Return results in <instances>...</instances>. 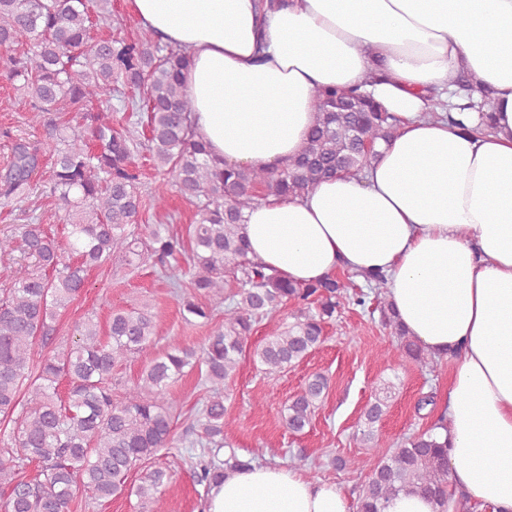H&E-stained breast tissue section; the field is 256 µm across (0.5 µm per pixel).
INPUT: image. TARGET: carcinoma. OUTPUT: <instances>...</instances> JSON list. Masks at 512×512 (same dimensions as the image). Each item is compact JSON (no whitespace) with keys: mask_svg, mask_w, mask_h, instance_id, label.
<instances>
[{"mask_svg":"<svg viewBox=\"0 0 512 512\" xmlns=\"http://www.w3.org/2000/svg\"><path fill=\"white\" fill-rule=\"evenodd\" d=\"M105 0H0V47L20 41L28 49L9 59L10 77L31 97V121L44 112L68 109L85 113L88 123L54 127L39 148L19 140L4 188L5 198L26 195L38 167L39 153L53 159L48 189L64 211L69 227L64 258L42 224H23L19 235L0 237V255L18 250L34 269L11 278L0 288V484L5 485L4 512H70L83 489L96 500L132 496L146 512H164L169 484L167 468L156 466L128 482L142 462L174 445L173 419L178 404L164 392L185 370L205 367L208 398L189 419L186 432L208 459L197 462L193 478L210 486L224 468L246 469L252 460L224 449V429L231 426L224 406V387L237 370L254 326L282 306H297L294 322L279 326L253 349L266 370L291 366L323 341L325 325L348 286L338 276L307 285L283 279L248 257L240 235L245 211L271 196H303L336 174L357 176L368 165L378 140L390 139L396 118L381 105L352 91L328 88L315 97L314 124L301 155L287 166L254 170L219 166L205 144L195 138L193 104L180 82L187 55L162 46L151 33L137 40L91 36V13ZM138 91L132 106L147 114L145 149L156 168L173 175L180 193L196 201L197 213L188 239L170 234L164 224L143 240L134 230L141 196L132 167L134 139L112 125V113L87 112L93 100H112V83ZM186 255L192 288L215 300L227 299L224 325L200 350L175 346L152 358L139 380L114 394L112 372L129 355L154 345L160 313L145 305L111 315L107 329L94 316L76 322L71 344L31 364L36 342L53 339L60 313L82 293L89 270L119 256L131 265L143 256L162 270ZM237 291L224 296V277ZM381 322L401 339L406 355L420 364L427 357L406 336L392 306L378 302ZM67 380L66 394L59 392ZM327 389L316 374L284 408L292 432L310 425ZM385 402L376 398L363 413L362 439L377 463L362 485L356 512H384L404 491L448 505L447 446L437 443L432 428L403 439L394 450L382 448L374 425ZM37 464L32 479L26 466Z\"/></svg>","mask_w":512,"mask_h":512,"instance_id":"obj_1","label":"carcinoma"}]
</instances>
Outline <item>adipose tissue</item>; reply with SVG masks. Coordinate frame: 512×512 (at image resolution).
Here are the masks:
<instances>
[{"label":"adipose tissue","mask_w":512,"mask_h":512,"mask_svg":"<svg viewBox=\"0 0 512 512\" xmlns=\"http://www.w3.org/2000/svg\"><path fill=\"white\" fill-rule=\"evenodd\" d=\"M183 49L197 139L229 166L276 169L306 146L314 95L358 88L392 112L363 173L271 197L240 226L250 257L308 283L378 273L405 333L453 357V483L512 512V0H133ZM490 100L488 113L478 112ZM204 512H351L336 484L273 463L225 471Z\"/></svg>","instance_id":"1"}]
</instances>
